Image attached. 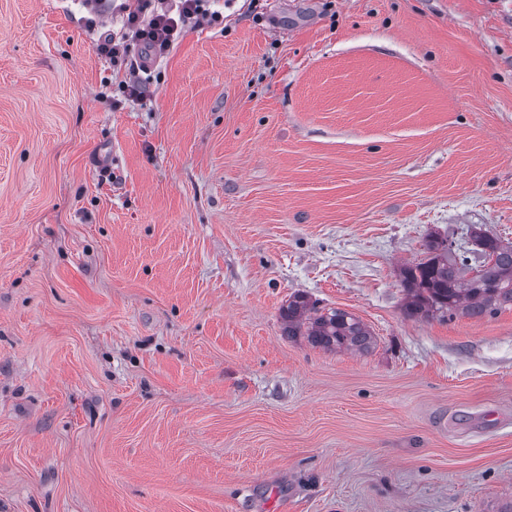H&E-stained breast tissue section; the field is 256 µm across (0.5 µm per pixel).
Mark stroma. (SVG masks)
Here are the masks:
<instances>
[{"instance_id": "35a3bbf8", "label": "stroma", "mask_w": 512, "mask_h": 512, "mask_svg": "<svg viewBox=\"0 0 512 512\" xmlns=\"http://www.w3.org/2000/svg\"><path fill=\"white\" fill-rule=\"evenodd\" d=\"M216 8L132 101L84 0H0V512H507L512 308L399 269L512 244V0ZM471 251L476 245L488 248L489 259L483 266L472 269L478 273L468 277V265L463 255L453 254L451 242L440 247L436 237L426 245L425 261L400 269L401 286L407 294L410 316L430 313L460 312L467 316L494 315L502 308H512V246L474 225L469 231ZM284 330L288 336H306L307 341L326 350L346 349L367 352L374 338L363 322L341 309L323 312L310 304L303 294H296L281 308Z\"/></svg>"}]
</instances>
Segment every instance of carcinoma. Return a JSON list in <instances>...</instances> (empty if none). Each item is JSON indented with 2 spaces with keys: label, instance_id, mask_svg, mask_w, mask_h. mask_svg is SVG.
<instances>
[{
  "label": "carcinoma",
  "instance_id": "cac0c4a2",
  "mask_svg": "<svg viewBox=\"0 0 512 512\" xmlns=\"http://www.w3.org/2000/svg\"><path fill=\"white\" fill-rule=\"evenodd\" d=\"M469 237L472 245L489 250V259L475 275H466L464 256L437 245L433 238L426 245V260L400 269L409 315L459 312L483 316L512 308V246L499 243L480 225L470 229ZM281 318L288 335L304 336L311 345L326 350L363 353L373 345V335L355 315L341 309L323 312L303 294L288 300Z\"/></svg>",
  "mask_w": 512,
  "mask_h": 512
}]
</instances>
